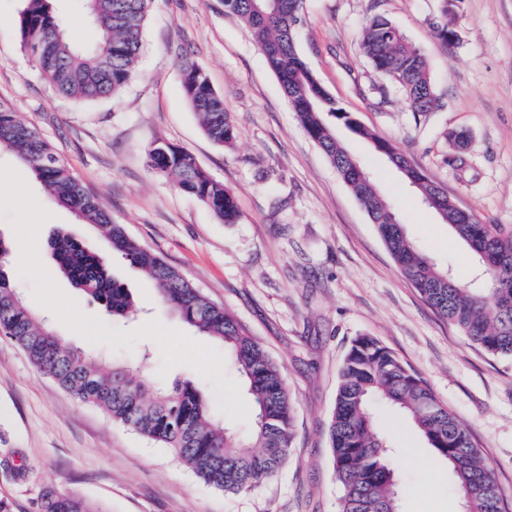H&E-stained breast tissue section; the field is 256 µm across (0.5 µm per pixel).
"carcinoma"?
<instances>
[{
  "label": "carcinoma",
  "instance_id": "obj_1",
  "mask_svg": "<svg viewBox=\"0 0 512 512\" xmlns=\"http://www.w3.org/2000/svg\"><path fill=\"white\" fill-rule=\"evenodd\" d=\"M19 33L23 49L59 95L77 102L118 95L133 77L152 0H110L112 22L100 16L99 0H87L99 40L77 48L63 33L50 0H27ZM226 12L252 32L268 66L308 136L326 154L372 223L402 274L440 316L490 355L512 360V225L485 224L464 214L448 193L423 171L412 168L409 183L422 202L448 224L485 275L481 288L458 282L433 257L420 252L396 213L373 191L370 177L336 138L344 126L369 141L388 160L404 159L395 144L362 125L329 95L298 51L295 27L303 0H224ZM455 24L436 31L446 48L457 46ZM362 54L378 75L400 87L409 111L423 115L438 103L423 52L383 15L363 28ZM185 96L205 134L219 145L235 138L224 101L197 64L183 68ZM29 165L55 201L104 230L112 251L143 270L160 302L230 355L252 398L256 421L241 436L224 427L190 383L149 394L139 368L104 367L77 349H68L54 330L25 305L9 274L0 267V333L15 341L43 374L55 379L78 401L94 405L112 420L171 449L195 474L216 489L241 493L274 477L286 463L294 437L293 406L281 367L228 309L216 304L153 251L129 237L123 225L83 187L38 131L12 109L0 106V148ZM151 168L174 178L176 186L205 203L226 224L238 219L234 195L213 180L188 152L155 141L148 148ZM61 271L76 287L125 317L134 303L127 288L108 272L105 261L81 242L58 234L49 243ZM400 411L419 431L433 457L450 466L464 512H504L500 489L469 429L441 403L426 382L408 370L377 339L353 341L340 372L329 438L339 512H394L400 475L378 430L373 404ZM41 512H104L71 493L47 489Z\"/></svg>",
  "mask_w": 512,
  "mask_h": 512
}]
</instances>
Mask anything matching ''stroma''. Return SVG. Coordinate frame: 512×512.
I'll return each mask as SVG.
<instances>
[{
  "mask_svg": "<svg viewBox=\"0 0 512 512\" xmlns=\"http://www.w3.org/2000/svg\"><path fill=\"white\" fill-rule=\"evenodd\" d=\"M26 0H0V103L18 112L142 246L225 306L278 363L294 411L287 462L247 492L208 485L170 449L113 422L42 374L0 335V499L38 512L44 488L74 492L105 512H338L329 423L353 339H378L465 423L512 512V363L473 344L402 275L364 206L307 136L247 27L224 0H154L135 75L117 98L59 96L19 39ZM68 36L97 38L82 0H54ZM390 18L425 53L439 101L410 112L359 49L367 18ZM440 0H305L299 51L360 123L486 224L512 225V0H462L460 42L434 37ZM203 66L236 138L203 132L181 85L184 60ZM338 136L372 177L417 248L463 283L477 275L466 247L402 174L346 128ZM161 140L185 150L233 192L237 223L220 221L148 164ZM40 203L33 219L29 196ZM58 233L99 253L138 313L115 318L74 288L49 247ZM0 257L27 307L63 342L103 363L136 361L152 382L189 381L239 433L254 408L222 346L164 307L147 276L113 253L94 225L59 206L15 154L0 148ZM374 412L400 468L401 512H462L446 464L387 405Z\"/></svg>",
  "mask_w": 512,
  "mask_h": 512,
  "instance_id": "35a3bbf8",
  "label": "stroma"
}]
</instances>
